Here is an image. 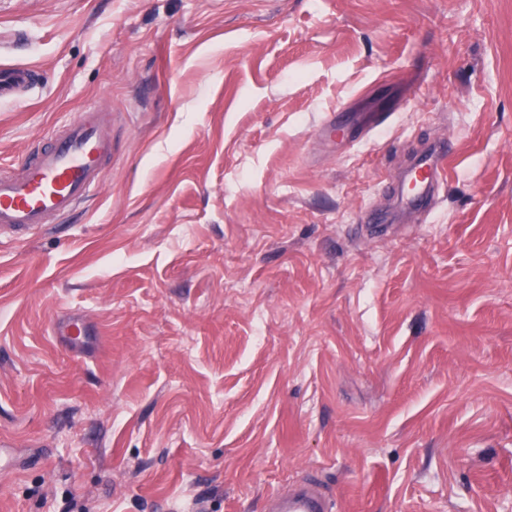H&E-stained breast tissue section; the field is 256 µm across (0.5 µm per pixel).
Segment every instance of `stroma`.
<instances>
[{
  "label": "stroma",
  "mask_w": 512,
  "mask_h": 512,
  "mask_svg": "<svg viewBox=\"0 0 512 512\" xmlns=\"http://www.w3.org/2000/svg\"><path fill=\"white\" fill-rule=\"evenodd\" d=\"M1 60L40 80L0 171L88 107L112 162L0 236V512H265L306 479L512 512V0H0ZM336 112L390 119L350 145ZM450 156V147L441 142L416 159L406 176L413 183V192L403 195L408 209L417 208L439 195L446 182L445 167ZM87 320L82 314H69L57 324L56 336L70 345H78L81 336H87Z\"/></svg>",
  "instance_id": "stroma-1"
}]
</instances>
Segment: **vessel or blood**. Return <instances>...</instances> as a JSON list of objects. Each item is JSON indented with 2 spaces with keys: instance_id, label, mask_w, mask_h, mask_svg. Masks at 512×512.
<instances>
[{
  "instance_id": "vessel-or-blood-1",
  "label": "vessel or blood",
  "mask_w": 512,
  "mask_h": 512,
  "mask_svg": "<svg viewBox=\"0 0 512 512\" xmlns=\"http://www.w3.org/2000/svg\"><path fill=\"white\" fill-rule=\"evenodd\" d=\"M36 81L33 67L0 62V101L19 98ZM450 156V147L442 142L416 159L407 172L413 184L406 196L407 208H417L439 195ZM111 162L112 126L102 113L90 110L63 125L48 143L30 148L15 172L0 174V235L28 232L70 213L98 186ZM86 329L85 315L70 314L58 323L56 333L76 345ZM267 503V512H332L330 499L312 483L286 494L273 493Z\"/></svg>"
}]
</instances>
